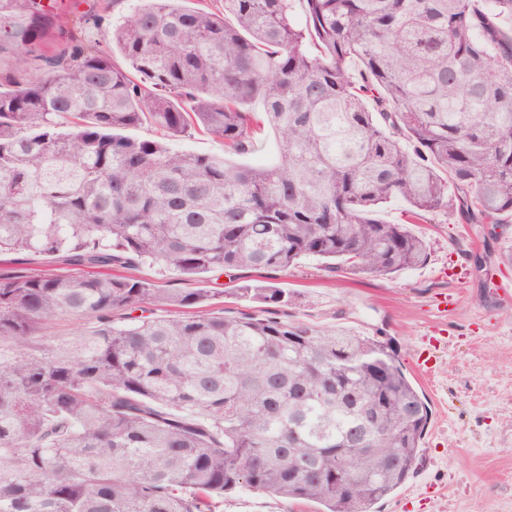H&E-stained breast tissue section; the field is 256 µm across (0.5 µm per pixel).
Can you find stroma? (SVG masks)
Masks as SVG:
<instances>
[{
    "instance_id": "obj_1",
    "label": "stroma",
    "mask_w": 512,
    "mask_h": 512,
    "mask_svg": "<svg viewBox=\"0 0 512 512\" xmlns=\"http://www.w3.org/2000/svg\"><path fill=\"white\" fill-rule=\"evenodd\" d=\"M65 36L112 48L106 30L136 0H58ZM104 16L105 27L83 22ZM429 255L392 277L350 269L332 274L315 260L283 272L240 269L232 275L187 278L156 267L132 276L165 289L202 288L212 313L264 318L265 304L240 297L238 287L268 281L294 295L289 319L318 329L384 332L431 407L416 469L375 506V512H512V219L475 224L458 211L427 214L414 225ZM82 276V269L33 255H1L0 272ZM91 319L61 316L28 340L30 352L68 342L91 330ZM313 502L249 491L225 495L219 512H318Z\"/></svg>"
}]
</instances>
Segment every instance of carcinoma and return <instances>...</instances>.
<instances>
[{
    "instance_id": "cac0c4a2",
    "label": "carcinoma",
    "mask_w": 512,
    "mask_h": 512,
    "mask_svg": "<svg viewBox=\"0 0 512 512\" xmlns=\"http://www.w3.org/2000/svg\"><path fill=\"white\" fill-rule=\"evenodd\" d=\"M110 53L44 47L63 18L0 0V254L79 268L148 263L187 278L303 258L375 277L427 241L380 218L512 216V0H139ZM202 130L224 152L277 135L251 167L173 151ZM238 293L282 308L271 282ZM202 289L134 277L0 273V512H215L257 491L373 512L416 468L431 409L391 339L276 312L217 316ZM146 301L187 317H130ZM59 315L95 319L27 351Z\"/></svg>"
}]
</instances>
